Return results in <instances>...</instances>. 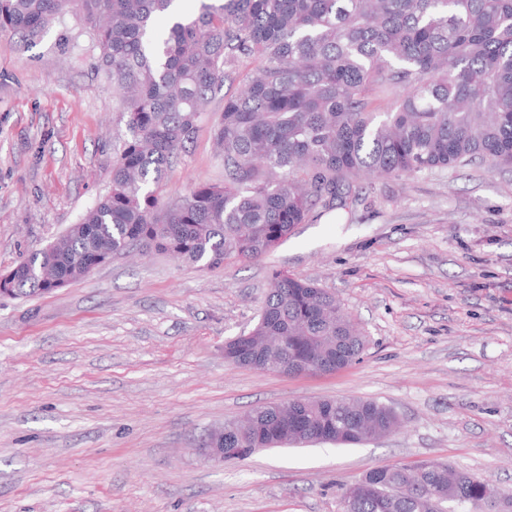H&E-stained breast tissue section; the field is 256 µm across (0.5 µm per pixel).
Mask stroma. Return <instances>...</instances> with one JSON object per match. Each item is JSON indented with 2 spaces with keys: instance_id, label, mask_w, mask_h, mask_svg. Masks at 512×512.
Wrapping results in <instances>:
<instances>
[{
  "instance_id": "35a3bbf8",
  "label": "stroma",
  "mask_w": 512,
  "mask_h": 512,
  "mask_svg": "<svg viewBox=\"0 0 512 512\" xmlns=\"http://www.w3.org/2000/svg\"><path fill=\"white\" fill-rule=\"evenodd\" d=\"M96 57L72 13L27 40L0 30V273L112 186L127 131ZM254 66L211 103L164 199L223 182L212 128ZM276 272L341 301L360 361L295 377L225 361ZM340 397L378 400L401 426L238 462L197 451L255 406ZM428 460L512 493V171L362 180L347 208L249 263L121 255L54 293L0 297V512H341L369 470Z\"/></svg>"
}]
</instances>
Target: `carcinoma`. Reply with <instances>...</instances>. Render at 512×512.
Wrapping results in <instances>:
<instances>
[{"label": "carcinoma", "mask_w": 512, "mask_h": 512, "mask_svg": "<svg viewBox=\"0 0 512 512\" xmlns=\"http://www.w3.org/2000/svg\"><path fill=\"white\" fill-rule=\"evenodd\" d=\"M174 2L0 0V29L25 36L65 12L80 16L128 132L108 194L19 262L1 296L82 279L95 253L161 252L207 268L248 262L315 213L345 208L358 178L477 160L512 167V0H221L194 16ZM244 59L257 65L224 98L213 132L224 184L163 200L169 169ZM375 93L393 96L390 110L371 106ZM365 344L333 294L275 273L257 323L224 343V359L328 374L358 361ZM398 425L373 399H295L224 427V447L358 445ZM341 504L342 512H512V494L426 461L370 470L344 488Z\"/></svg>", "instance_id": "cac0c4a2"}]
</instances>
